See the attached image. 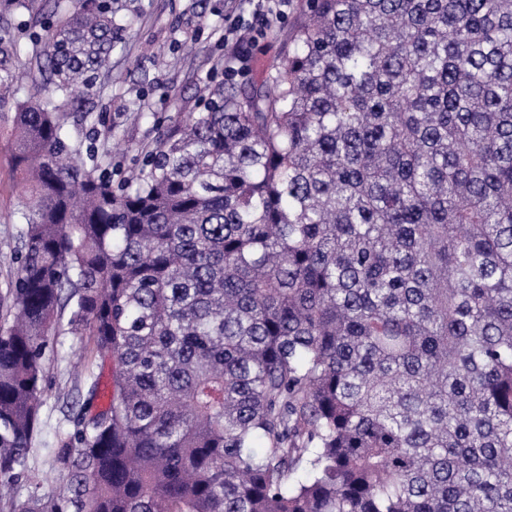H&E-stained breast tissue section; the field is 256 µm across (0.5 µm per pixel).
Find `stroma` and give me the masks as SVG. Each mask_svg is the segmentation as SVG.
<instances>
[{
  "label": "stroma",
  "instance_id": "1",
  "mask_svg": "<svg viewBox=\"0 0 512 512\" xmlns=\"http://www.w3.org/2000/svg\"><path fill=\"white\" fill-rule=\"evenodd\" d=\"M256 0H114L121 30L110 64L90 96L66 104L69 123L91 144L102 171L121 182L142 165L159 138L185 113L196 111L224 56L246 51L232 83L257 82L287 52L304 0H288L283 14L261 25ZM93 120H84L85 111ZM12 103L0 102V296L17 274L20 196L11 155ZM73 337H61L44 359L45 405L41 432L32 443L30 465L44 489L60 483L52 458L56 429L76 395Z\"/></svg>",
  "mask_w": 512,
  "mask_h": 512
}]
</instances>
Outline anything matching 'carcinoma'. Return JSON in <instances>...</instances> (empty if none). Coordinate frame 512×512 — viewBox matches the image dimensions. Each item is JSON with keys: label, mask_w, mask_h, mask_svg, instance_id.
<instances>
[{"label": "carcinoma", "mask_w": 512, "mask_h": 512, "mask_svg": "<svg viewBox=\"0 0 512 512\" xmlns=\"http://www.w3.org/2000/svg\"><path fill=\"white\" fill-rule=\"evenodd\" d=\"M112 185L60 115L112 0H54L14 101L0 321L5 512H512V0H306ZM91 345L64 476L11 493L43 359Z\"/></svg>", "instance_id": "1"}]
</instances>
